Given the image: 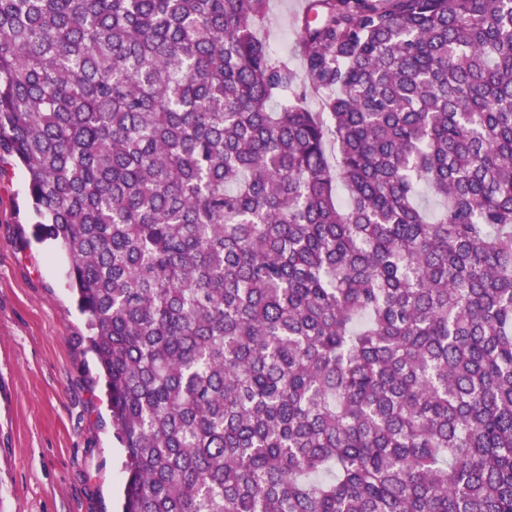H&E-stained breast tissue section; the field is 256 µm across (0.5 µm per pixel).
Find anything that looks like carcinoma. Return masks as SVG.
<instances>
[{
    "label": "carcinoma",
    "mask_w": 512,
    "mask_h": 512,
    "mask_svg": "<svg viewBox=\"0 0 512 512\" xmlns=\"http://www.w3.org/2000/svg\"><path fill=\"white\" fill-rule=\"evenodd\" d=\"M268 8L0 0L122 512H512V0ZM302 0H270L266 35L273 50L289 53L296 38L293 17L299 14Z\"/></svg>",
    "instance_id": "obj_1"
}]
</instances>
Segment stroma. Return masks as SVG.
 <instances>
[{
	"mask_svg": "<svg viewBox=\"0 0 512 512\" xmlns=\"http://www.w3.org/2000/svg\"><path fill=\"white\" fill-rule=\"evenodd\" d=\"M300 0H270L286 54ZM24 170L0 165V512H117L123 450L65 252L38 241Z\"/></svg>",
	"mask_w": 512,
	"mask_h": 512,
	"instance_id": "1",
	"label": "stroma"
}]
</instances>
